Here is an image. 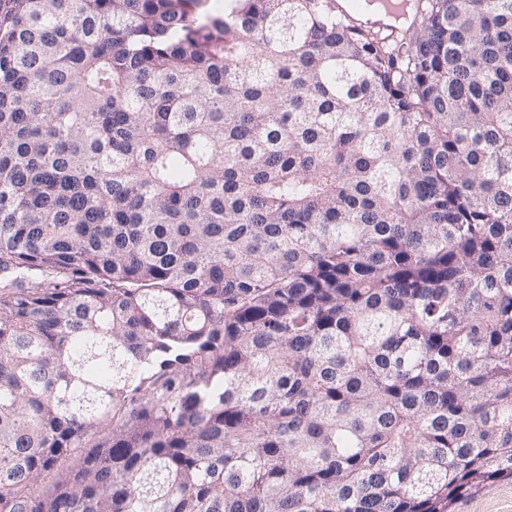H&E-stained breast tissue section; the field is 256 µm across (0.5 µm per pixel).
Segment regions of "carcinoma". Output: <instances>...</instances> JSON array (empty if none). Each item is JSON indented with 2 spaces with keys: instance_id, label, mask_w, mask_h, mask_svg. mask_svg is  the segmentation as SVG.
<instances>
[{
  "instance_id": "carcinoma-1",
  "label": "carcinoma",
  "mask_w": 512,
  "mask_h": 512,
  "mask_svg": "<svg viewBox=\"0 0 512 512\" xmlns=\"http://www.w3.org/2000/svg\"><path fill=\"white\" fill-rule=\"evenodd\" d=\"M0 0V512H451L512 478V0Z\"/></svg>"
}]
</instances>
